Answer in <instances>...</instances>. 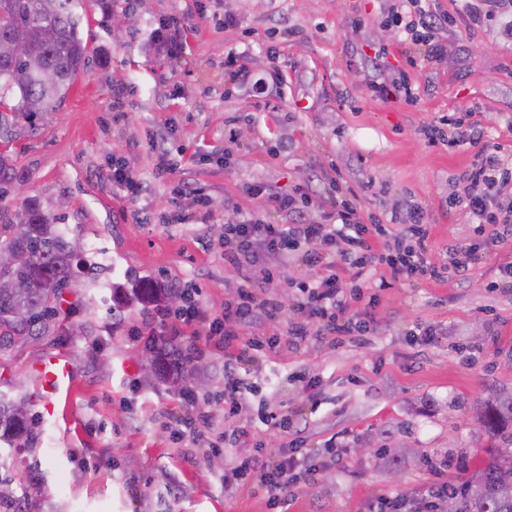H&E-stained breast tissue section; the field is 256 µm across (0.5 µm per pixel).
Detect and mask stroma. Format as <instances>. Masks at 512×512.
<instances>
[{
	"label": "stroma",
	"mask_w": 512,
	"mask_h": 512,
	"mask_svg": "<svg viewBox=\"0 0 512 512\" xmlns=\"http://www.w3.org/2000/svg\"><path fill=\"white\" fill-rule=\"evenodd\" d=\"M191 16L184 53L156 49L160 20L189 14L190 0H132L133 26L111 31L87 0L80 34L89 66L60 109L37 131H22L9 152L21 178L0 190V224L37 209L67 225L81 253L105 264L96 285L78 278L59 310L63 335L0 355V391L33 396L38 443L0 452V478L29 487L32 512H268L259 479L224 484L230 458L280 456L285 435L265 414L302 423L304 451L318 471L288 490L284 512H371L380 496L421 497L438 482L461 483L497 454L476 409L512 391V285L496 290L512 240L467 275L390 280L380 289L375 330L366 341H311L259 354L240 374V418L250 441L218 455L207 439L176 441L162 431L182 390L207 400L221 390L224 355L200 359L187 387L145 371L146 335L158 330L141 283L193 281L207 311L221 310L242 283L225 262V220L256 212L285 223L271 195L306 192L314 214L354 200L362 217L391 223L418 207L429 218L427 260L453 261L448 248L476 243L463 195L475 146L430 142L422 133L442 116L479 110L484 143L512 146V37L496 25L466 26L465 0H429L450 23L437 55L411 66L404 34L391 20L398 0H205ZM234 17L236 26L224 24ZM243 55L265 78L256 97L224 72L228 53ZM391 88L371 97L370 84ZM408 84L409 93L399 92ZM126 161L147 184L124 198L107 175ZM181 182L210 199L172 197ZM177 208L190 223L169 224ZM278 266L266 293L290 305L287 281L317 269L297 259L262 256ZM430 330L429 339L414 334ZM68 356L78 380L48 415L36 396L33 367ZM312 379L298 382L296 373ZM334 454H327V447Z\"/></svg>",
	"instance_id": "1"
}]
</instances>
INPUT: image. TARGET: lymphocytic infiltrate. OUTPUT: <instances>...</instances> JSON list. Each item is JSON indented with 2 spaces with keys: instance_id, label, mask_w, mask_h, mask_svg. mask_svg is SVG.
<instances>
[{
  "instance_id": "1",
  "label": "lymphocytic infiltrate",
  "mask_w": 512,
  "mask_h": 512,
  "mask_svg": "<svg viewBox=\"0 0 512 512\" xmlns=\"http://www.w3.org/2000/svg\"><path fill=\"white\" fill-rule=\"evenodd\" d=\"M457 142L475 145L471 168L467 174L466 201L473 215L480 245L465 249L464 261L455 266L465 273L469 266L482 261L486 251L512 236V160L506 158L500 145L482 144L479 121L455 122ZM276 209L292 218L288 224H271L256 214H241L224 224V259L243 268L255 265L262 253L280 257L301 252L308 266L321 268L312 282L296 283L298 296L291 306H283L267 297L266 282L273 280L276 270L264 268L262 277L245 275L236 294L224 304L221 314L201 309L194 296H187L184 306L176 311L158 310L168 320L173 335L190 332L191 349L204 356L208 347L224 351V418L230 426L217 434L215 445L223 448L247 440L251 432L237 424L242 407L240 391L233 377L243 365L252 363L260 352L296 346L308 337L363 336L373 330L372 311L378 305L377 294H365L367 271L383 265L393 278L415 280L438 277L439 272L425 257L428 239V217L421 210L406 213L400 227L389 231L379 222L364 223L357 208L349 202L337 207L332 222H322L311 212L308 195L282 193L272 196ZM364 301L362 313H350L351 300ZM287 316L285 331L265 336H244L243 328L255 320ZM209 415L202 412L193 394L182 397L180 408L165 413L162 429L192 439L203 437L210 427ZM302 445L290 440L281 458L266 464L253 459H232L224 471L225 482L245 484L254 471H261L269 493L268 506L278 512L288 500V486L299 478L304 464L300 460ZM448 499L447 484L432 486L425 496L407 498L396 495L381 498L378 512H442Z\"/></svg>"
}]
</instances>
